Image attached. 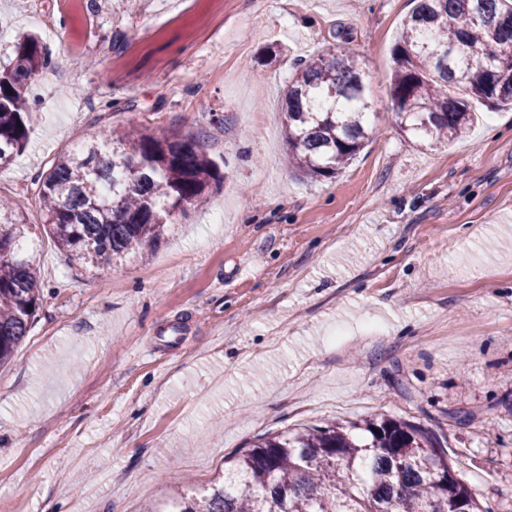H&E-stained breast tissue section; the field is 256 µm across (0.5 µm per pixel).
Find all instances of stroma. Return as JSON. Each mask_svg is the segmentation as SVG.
Segmentation results:
<instances>
[{
    "label": "stroma",
    "mask_w": 512,
    "mask_h": 512,
    "mask_svg": "<svg viewBox=\"0 0 512 512\" xmlns=\"http://www.w3.org/2000/svg\"><path fill=\"white\" fill-rule=\"evenodd\" d=\"M413 0H0L40 10L51 66L0 195L33 225L44 299L0 367V512H160L262 436L369 415L434 431L512 512V110L453 143L399 127L389 80ZM358 56L365 147L288 171L295 60ZM206 129L224 176L148 254L91 268L39 227L34 175L87 133Z\"/></svg>",
    "instance_id": "35a3bbf8"
}]
</instances>
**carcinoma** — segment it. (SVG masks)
Segmentation results:
<instances>
[{
  "label": "carcinoma",
  "mask_w": 512,
  "mask_h": 512,
  "mask_svg": "<svg viewBox=\"0 0 512 512\" xmlns=\"http://www.w3.org/2000/svg\"><path fill=\"white\" fill-rule=\"evenodd\" d=\"M50 64L25 34L0 69V165L26 144V93ZM390 94L400 128L421 142H452L472 121L469 100L512 104V0H417L395 48ZM460 88L465 95L450 92ZM290 169L331 179L368 138L369 104L354 52L294 69L284 91ZM195 135L144 128L89 134L34 179L44 231L84 264L152 250L167 224L205 202L221 176ZM19 206L0 198V365L28 336L43 288ZM171 512H491L457 473L430 429L373 415L268 435L224 460L222 476Z\"/></svg>",
  "instance_id": "1"
}]
</instances>
